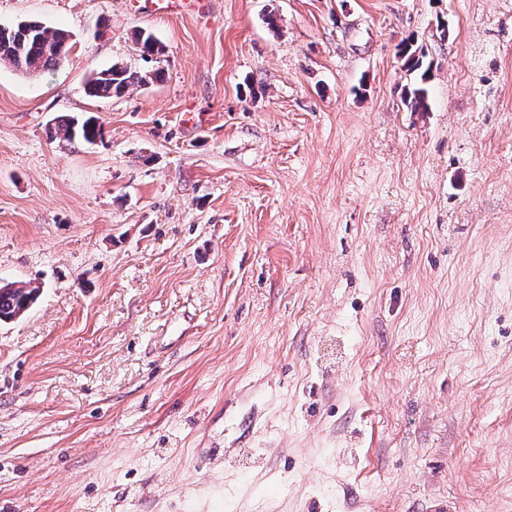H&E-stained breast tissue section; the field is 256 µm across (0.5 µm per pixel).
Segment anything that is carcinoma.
<instances>
[{"label": "carcinoma", "mask_w": 512, "mask_h": 512, "mask_svg": "<svg viewBox=\"0 0 512 512\" xmlns=\"http://www.w3.org/2000/svg\"><path fill=\"white\" fill-rule=\"evenodd\" d=\"M71 35L38 21H24L14 27L0 30V61L9 62L16 70L33 74L58 66L67 57ZM139 56L147 63H159L164 55L162 43L150 32L135 33ZM407 70L419 73V81L404 91L402 102L412 112L430 109L425 83L430 67L424 66L425 54L409 41L401 48ZM162 75V68L147 71L134 70L121 63L93 72L85 85L86 93L98 99L122 96L131 86L146 85ZM51 138L70 145L93 144L103 137V126L93 115L76 118L62 115L49 128ZM40 289L20 282H0V322H10L28 312L37 302Z\"/></svg>", "instance_id": "obj_1"}]
</instances>
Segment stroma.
Listing matches in <instances>:
<instances>
[{
	"mask_svg": "<svg viewBox=\"0 0 512 512\" xmlns=\"http://www.w3.org/2000/svg\"><path fill=\"white\" fill-rule=\"evenodd\" d=\"M24 20L73 46L0 62V512H512V0ZM138 29L162 77L87 96ZM401 56L408 71L420 73L419 81L404 91L402 98L404 106L413 112L429 111L430 101L425 83L428 79L430 67L428 65L424 68V52L419 46L414 45V42L409 41L401 48ZM54 124L49 128L52 139H58L70 145L94 144L103 137V126L93 115L76 118L62 115L53 119ZM39 287L20 282H0V322H10L24 315L37 302Z\"/></svg>",
	"mask_w": 512,
	"mask_h": 512,
	"instance_id": "35a3bbf8",
	"label": "stroma"
}]
</instances>
